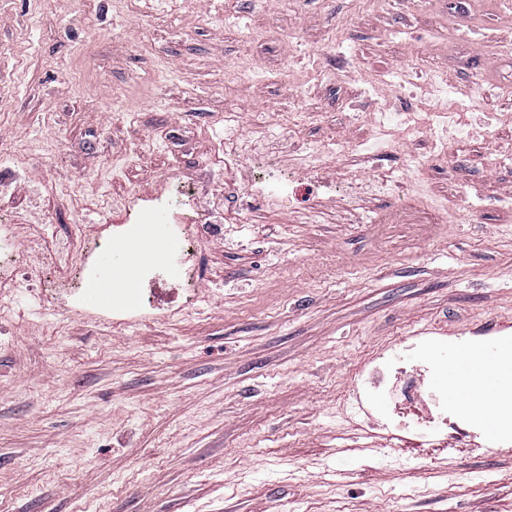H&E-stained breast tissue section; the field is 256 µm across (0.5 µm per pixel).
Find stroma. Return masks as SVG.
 Segmentation results:
<instances>
[{
	"mask_svg": "<svg viewBox=\"0 0 512 512\" xmlns=\"http://www.w3.org/2000/svg\"><path fill=\"white\" fill-rule=\"evenodd\" d=\"M435 73L486 89L447 152L376 142ZM0 179V224L71 257L0 287V512H512V439L474 449L452 405L398 447L436 410L369 384L512 344V0H0ZM186 193L183 223L223 216L194 286L161 274L124 324L50 297L108 274L129 201Z\"/></svg>",
	"mask_w": 512,
	"mask_h": 512,
	"instance_id": "stroma-1",
	"label": "stroma"
}]
</instances>
